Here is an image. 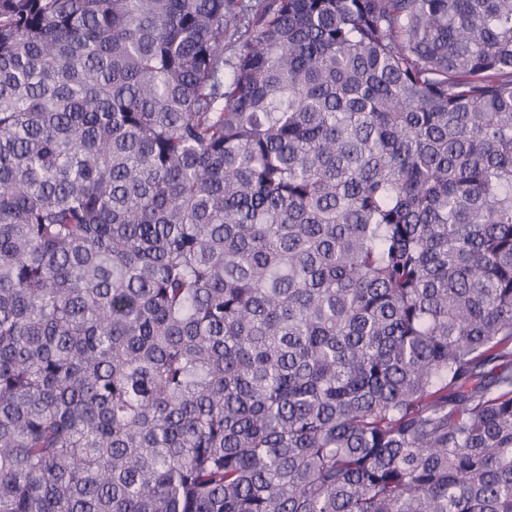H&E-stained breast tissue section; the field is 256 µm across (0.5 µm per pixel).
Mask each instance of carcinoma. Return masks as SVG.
I'll return each mask as SVG.
<instances>
[{"mask_svg":"<svg viewBox=\"0 0 512 512\" xmlns=\"http://www.w3.org/2000/svg\"><path fill=\"white\" fill-rule=\"evenodd\" d=\"M0 512H512V0H0Z\"/></svg>","mask_w":512,"mask_h":512,"instance_id":"carcinoma-1","label":"carcinoma"}]
</instances>
